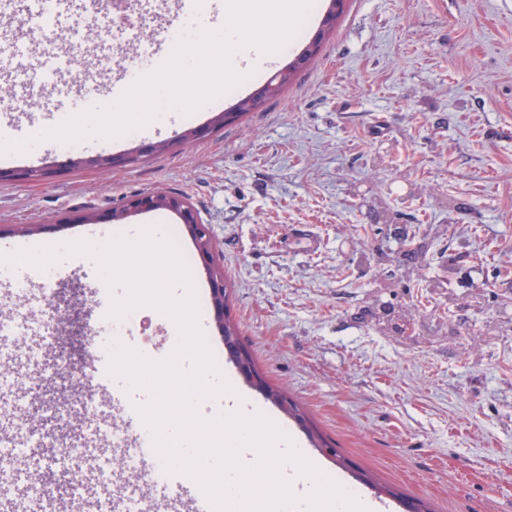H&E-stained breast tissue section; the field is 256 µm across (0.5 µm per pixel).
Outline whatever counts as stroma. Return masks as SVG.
<instances>
[{"label":"stroma","mask_w":512,"mask_h":512,"mask_svg":"<svg viewBox=\"0 0 512 512\" xmlns=\"http://www.w3.org/2000/svg\"><path fill=\"white\" fill-rule=\"evenodd\" d=\"M101 0H66L43 30L28 7L12 13L18 80L0 81L10 139L113 103V70L157 67L150 28L116 27L92 39ZM97 45L87 83L68 75L69 51ZM245 79L150 135L38 142L20 163L0 155V245L101 243L132 226L174 236L196 283L199 324L235 393L264 409L334 479L406 512H512V0H346L320 54L281 96L204 139L97 170L79 157L129 153L206 124L258 89ZM50 179L13 180L23 168ZM184 193L210 230L224 272L228 314L256 368L332 440L344 469L312 447L306 430L250 386L229 359L207 275L179 216L157 210L106 219L135 195ZM94 223H79L82 215ZM24 284L25 304L0 296V410L43 450L0 473V512H113L134 502L147 470L137 447H114L122 409L107 405L123 380L85 391L59 358L108 361L113 340L153 361L179 339L171 318L141 306L103 315L111 293L93 260L41 271L0 267ZM58 284L47 294L44 283ZM70 445L80 451L64 456ZM60 484L34 496V479Z\"/></svg>","instance_id":"stroma-1"}]
</instances>
